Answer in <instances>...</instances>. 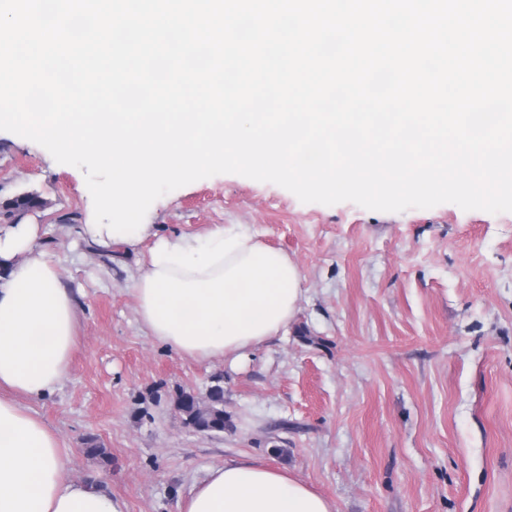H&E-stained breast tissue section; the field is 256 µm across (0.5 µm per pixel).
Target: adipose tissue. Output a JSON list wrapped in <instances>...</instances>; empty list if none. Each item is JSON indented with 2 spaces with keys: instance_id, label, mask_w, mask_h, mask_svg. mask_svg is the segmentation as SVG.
Returning a JSON list of instances; mask_svg holds the SVG:
<instances>
[{
  "instance_id": "adipose-tissue-1",
  "label": "adipose tissue",
  "mask_w": 512,
  "mask_h": 512,
  "mask_svg": "<svg viewBox=\"0 0 512 512\" xmlns=\"http://www.w3.org/2000/svg\"><path fill=\"white\" fill-rule=\"evenodd\" d=\"M39 227H0V512H119L108 488L64 479L67 455L57 434L21 398L58 392L78 345L79 307L54 257L33 243ZM109 249L150 244L133 282L139 317L169 351L198 361L255 353L281 336L299 310L302 275L287 253L240 224L140 239L81 227ZM179 512H336L289 474L254 459L211 468Z\"/></svg>"
}]
</instances>
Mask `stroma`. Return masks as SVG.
<instances>
[{"instance_id": "1", "label": "stroma", "mask_w": 512, "mask_h": 512, "mask_svg": "<svg viewBox=\"0 0 512 512\" xmlns=\"http://www.w3.org/2000/svg\"><path fill=\"white\" fill-rule=\"evenodd\" d=\"M39 195V227L79 303L61 391L24 399L67 450L64 475L106 486L121 512H179L209 468L249 457L337 512H512V213L443 203L403 212L301 202L219 174L157 199L162 236L241 224L302 273L286 333L249 358L197 361L148 336L131 288L146 247L104 251L81 170L0 131V202ZM224 388L228 424L192 431L179 391ZM107 459L86 454L87 442Z\"/></svg>"}]
</instances>
